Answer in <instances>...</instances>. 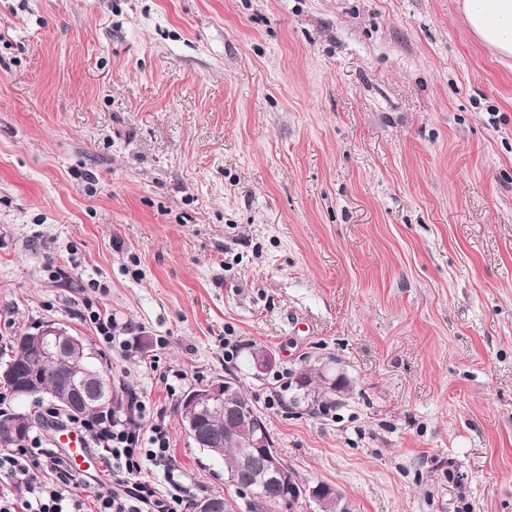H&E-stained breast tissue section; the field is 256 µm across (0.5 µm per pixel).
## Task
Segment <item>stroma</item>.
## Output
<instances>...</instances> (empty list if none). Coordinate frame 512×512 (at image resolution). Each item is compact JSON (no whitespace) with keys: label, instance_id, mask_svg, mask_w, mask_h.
<instances>
[{"label":"stroma","instance_id":"1","mask_svg":"<svg viewBox=\"0 0 512 512\" xmlns=\"http://www.w3.org/2000/svg\"><path fill=\"white\" fill-rule=\"evenodd\" d=\"M460 2L0 0V347L80 336L194 499L250 512L179 421L232 378L346 512H512V57ZM90 319L96 324L97 330L103 338L109 343H119L121 347H124L126 351L131 348L128 341L124 339L122 335H125L126 325L121 324L116 316L112 314H101L99 311H91Z\"/></svg>","mask_w":512,"mask_h":512}]
</instances>
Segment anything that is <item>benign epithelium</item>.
<instances>
[{
	"instance_id": "1",
	"label": "benign epithelium",
	"mask_w": 512,
	"mask_h": 512,
	"mask_svg": "<svg viewBox=\"0 0 512 512\" xmlns=\"http://www.w3.org/2000/svg\"><path fill=\"white\" fill-rule=\"evenodd\" d=\"M41 340L49 345L50 355L55 358H82L89 356L83 341L64 328L56 324H47L38 332L21 333L14 339L17 346H27ZM82 387L73 384L61 385L55 383L51 386L41 385L34 391V397L47 396L51 401L60 407L73 411H98L103 407H111V395L109 392L99 390L94 393L83 394L82 397H76V393L81 391ZM230 390V384L221 380L211 383L203 388V391L194 395L191 407H204L211 400L222 393ZM243 410L240 406H224V415L226 425L224 428V442H236L237 427L235 422L242 416ZM242 451L239 460V468L253 470V484L255 485H274L279 490V496L276 502L284 507L293 508V506L302 500L315 498V492H320L332 497L334 490L327 486L323 489H315L298 482L292 472L288 469L282 458L270 451L272 442L266 439L265 434L256 433L248 440L241 443Z\"/></svg>"
}]
</instances>
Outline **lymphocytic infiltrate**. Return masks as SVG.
<instances>
[{
    "mask_svg": "<svg viewBox=\"0 0 512 512\" xmlns=\"http://www.w3.org/2000/svg\"><path fill=\"white\" fill-rule=\"evenodd\" d=\"M94 440L112 464V479L98 482L89 502L77 497L74 474L40 438L0 449V471L10 477L0 487V512H191L186 497L160 493L139 478L148 464L171 476L177 471L163 426H153L149 439H142L139 416L120 409L99 422Z\"/></svg>",
    "mask_w": 512,
    "mask_h": 512,
    "instance_id": "lymphocytic-infiltrate-1",
    "label": "lymphocytic infiltrate"
}]
</instances>
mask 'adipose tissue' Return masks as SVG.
<instances>
[{"label":"adipose tissue","instance_id":"obj_1","mask_svg":"<svg viewBox=\"0 0 512 512\" xmlns=\"http://www.w3.org/2000/svg\"><path fill=\"white\" fill-rule=\"evenodd\" d=\"M475 36L495 53L512 56V0H462Z\"/></svg>","mask_w":512,"mask_h":512}]
</instances>
